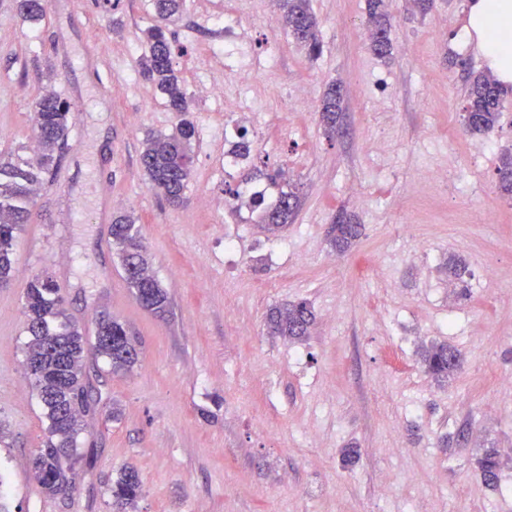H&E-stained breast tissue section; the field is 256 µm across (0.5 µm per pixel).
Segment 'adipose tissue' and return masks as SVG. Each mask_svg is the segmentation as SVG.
I'll use <instances>...</instances> for the list:
<instances>
[{"label":"adipose tissue","instance_id":"adipose-tissue-1","mask_svg":"<svg viewBox=\"0 0 512 512\" xmlns=\"http://www.w3.org/2000/svg\"><path fill=\"white\" fill-rule=\"evenodd\" d=\"M465 33L477 37L497 80L512 84V0H469Z\"/></svg>","mask_w":512,"mask_h":512}]
</instances>
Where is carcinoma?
Instances as JSON below:
<instances>
[{
	"mask_svg": "<svg viewBox=\"0 0 512 512\" xmlns=\"http://www.w3.org/2000/svg\"><path fill=\"white\" fill-rule=\"evenodd\" d=\"M184 3L185 0H154L158 23L145 31L147 51L140 62L143 76L156 85L170 109L179 116L172 133L147 138L140 154V164L151 189L172 201L181 199L191 177V141L196 133L194 123L187 119L191 98L174 67V53L167 37V24L183 13ZM278 4L282 24L296 44L309 56H317L320 52L319 20L310 0H278ZM17 8L25 20L33 23L41 21L46 14L44 0H18ZM367 12L370 48L376 56L386 59L392 55L393 45L392 25L384 0H368ZM502 96L503 91L493 76L474 77L465 107L466 128L472 133L493 130L500 116ZM341 111L340 86L331 83L319 107L321 121L329 132H336ZM69 112L70 103L52 90L46 91L34 111L35 157L26 160L0 157L1 285L9 279L15 242L28 223L34 195L45 176L61 161L69 133ZM497 176L501 193L512 197V153L501 157ZM298 207L299 198L292 190L280 192L273 205L260 199L252 202L253 210L260 212V223L269 231L286 227ZM332 233L336 250L346 252L360 235L359 225L341 214L336 217ZM112 244L136 301L146 309L164 311L168 305L167 293L149 270L146 248L132 216L113 219ZM24 314L28 333L26 364L27 368L35 370L32 382L47 430L45 447L32 458L31 469L41 490L55 496L65 490H76L75 468L90 455V451L80 447L88 410V387L83 373L88 353L104 358L112 374L123 375L133 369L139 352L125 324L109 315L97 319L94 344H89L85 329L66 312L53 278L46 273L35 276L27 284ZM314 320V312L307 302L286 303L268 314V332L272 336L302 339L309 335ZM420 363L428 375L445 382L460 369L461 353L446 343H434L421 354ZM481 466L486 471L487 484L496 483L500 471L496 454H486ZM141 492L140 474L132 467L122 469L108 488L112 499L126 506L135 505Z\"/></svg>",
	"mask_w": 512,
	"mask_h": 512,
	"instance_id": "carcinoma-1",
	"label": "carcinoma"
}]
</instances>
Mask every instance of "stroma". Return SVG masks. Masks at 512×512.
I'll use <instances>...</instances> for the list:
<instances>
[{"mask_svg":"<svg viewBox=\"0 0 512 512\" xmlns=\"http://www.w3.org/2000/svg\"><path fill=\"white\" fill-rule=\"evenodd\" d=\"M321 52L308 57L281 22L276 0H186L170 24L179 76L192 97V176L181 199L150 189L140 164L147 136L171 133L177 116L139 68L153 0H48L41 22L0 0V156L31 157L34 107L46 89L71 103L59 167L40 187L0 286V505L7 512H512V198L496 170L512 150V87L500 124L464 127L482 54L463 45L468 0H386L393 55L369 49L366 0H311ZM241 9L235 34L255 54L251 87L211 46L216 15ZM342 86L343 133L318 106ZM204 84L223 98H202ZM311 106L296 109L298 88ZM245 98L241 120L259 176L280 173L300 197L282 231L224 202L239 179L224 173V102ZM445 166L452 180L422 187L418 173ZM96 181L111 215L133 213L150 270L168 294L164 312L140 306L85 193ZM360 236L337 253L336 215ZM247 224L235 263L224 234ZM287 243L277 267L266 243ZM462 258V282L445 264ZM498 270L494 286L476 271ZM49 273L68 314L86 331L111 315L125 323L139 361L125 375L88 357L90 463L76 492L41 493L30 460L46 423L25 369L23 295ZM308 300L302 340L270 335L276 306ZM456 335L440 331L445 318ZM434 342L462 365L439 383L419 364ZM355 448L352 464L341 452ZM494 449L495 485L479 470ZM136 467L135 507L107 493L118 470Z\"/></svg>","mask_w":512,"mask_h":512,"instance_id":"1","label":"stroma"}]
</instances>
